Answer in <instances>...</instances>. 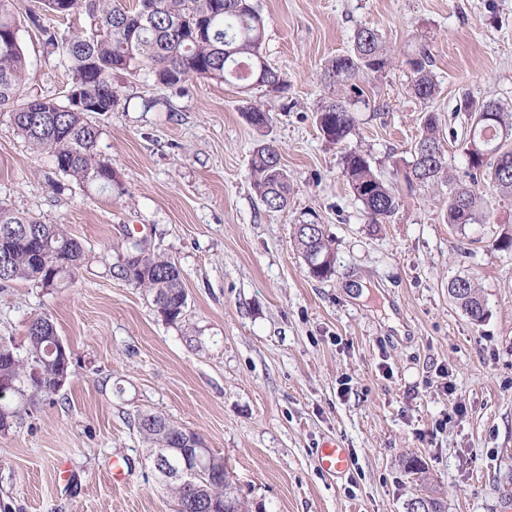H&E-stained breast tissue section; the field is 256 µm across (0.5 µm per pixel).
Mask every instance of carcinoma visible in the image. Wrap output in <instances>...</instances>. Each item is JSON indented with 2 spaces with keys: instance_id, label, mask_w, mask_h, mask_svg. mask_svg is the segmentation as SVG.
<instances>
[{
  "instance_id": "cac0c4a2",
  "label": "carcinoma",
  "mask_w": 512,
  "mask_h": 512,
  "mask_svg": "<svg viewBox=\"0 0 512 512\" xmlns=\"http://www.w3.org/2000/svg\"><path fill=\"white\" fill-rule=\"evenodd\" d=\"M47 14L67 19L84 14L87 28L68 38L31 13L46 47L56 50L70 75V88L79 89L98 112H110L117 103L113 80L120 71L135 74L146 71L156 81L175 86L190 77L217 79L235 85L239 92L256 88L286 92L287 81L273 70L264 56L265 25L252 0H138L128 9L121 0H39ZM389 64L387 49L379 35L368 27L355 31L351 51L331 59L324 71L330 86L339 85L317 109V124L331 143L345 141L355 130L350 110L352 99L361 88L353 79L363 71L379 73ZM414 75L411 94L420 101L433 98L437 84L430 70L426 49L408 58ZM28 60L24 53L14 0H0V105L13 102L17 89L26 79ZM469 127L465 135L467 171L465 179L446 178V150L441 141L438 121L428 112L424 116L413 160L404 173L407 185L448 184V223L459 230L469 224L488 220L483 205V187L504 197H512V108L499 101L461 105ZM89 110L72 107L68 101L32 98L15 110L18 130L34 149L53 157L56 171L78 184L94 185L102 191L119 185L112 164L101 157L97 145L99 130L88 121ZM246 120L264 128L270 117L257 106L245 109ZM344 176L362 204L371 222L390 218L398 207V190L372 170L362 150L347 151L342 157ZM250 176L261 201L278 211L288 204L291 185L278 149L271 144L258 146L250 163ZM294 245L302 255L310 275L317 279L334 272L331 240L323 225L297 224ZM87 260L82 244L62 224H42L23 217L0 203V286L25 280L44 281V263L61 262L71 273ZM112 277L152 294L153 304L165 315V322L176 324L185 311V294L180 270L169 260L151 251H140L132 244L118 256L110 269ZM448 293L474 321L485 314V305L473 278L464 285L448 284ZM56 328L47 316H38L26 332L27 356L18 357L0 345V381L19 391L27 386L33 394L52 396V384L64 370L60 356L52 351ZM38 370L40 377L32 376ZM137 415L138 432L152 448H166L179 461L196 453L193 444L202 441L162 415ZM212 472H202L197 486H171L177 512H198L202 499L234 503L241 512H249L246 501L234 483L224 459L211 455Z\"/></svg>"
}]
</instances>
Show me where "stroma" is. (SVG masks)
<instances>
[{"label": "stroma", "instance_id": "1", "mask_svg": "<svg viewBox=\"0 0 512 512\" xmlns=\"http://www.w3.org/2000/svg\"><path fill=\"white\" fill-rule=\"evenodd\" d=\"M254 3L287 94L118 74L117 105L89 115L118 190L58 174L18 131L12 106L0 107V202L65 225L89 256L60 287L0 288L1 341L24 355L29 321L45 315L70 350L56 395L11 399L21 417L0 431V512H173L134 425L144 411L198 434L263 512H406L412 456L446 512H502L512 495V253L493 248L512 229V200L485 191L491 222L461 231L448 222L445 187L397 180L425 113L435 114L458 178L467 167L462 99L512 102V0ZM363 26L378 32L390 64L356 76L354 133L332 144L317 127L330 93L323 73ZM20 36L29 68L17 103L63 100L70 77L40 30L25 22ZM421 47L439 84L427 102L412 96L407 65ZM250 105L269 112L267 128L247 122ZM263 143L278 148L292 185L278 212L249 176ZM351 147L398 184L384 223H370L343 174ZM312 218L336 258L323 280L293 242L295 225ZM130 235L179 267L180 324L110 275ZM464 273L485 302L482 321L448 295ZM326 441L350 451L341 477L319 465Z\"/></svg>", "mask_w": 512, "mask_h": 512}]
</instances>
